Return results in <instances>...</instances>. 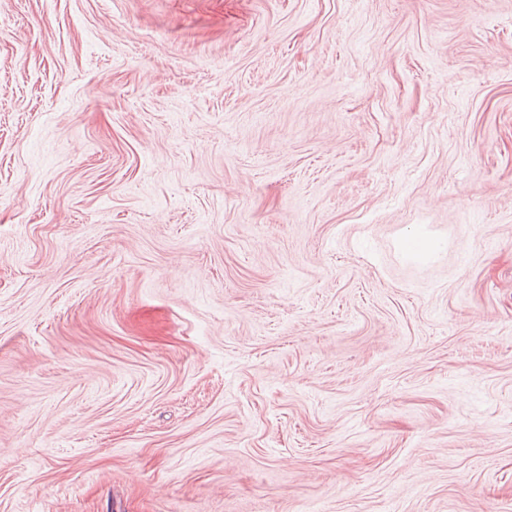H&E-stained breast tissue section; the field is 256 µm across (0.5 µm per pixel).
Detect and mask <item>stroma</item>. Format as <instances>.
<instances>
[{"label": "stroma", "mask_w": 512, "mask_h": 512, "mask_svg": "<svg viewBox=\"0 0 512 512\" xmlns=\"http://www.w3.org/2000/svg\"><path fill=\"white\" fill-rule=\"evenodd\" d=\"M309 506L512 512V0H0V512Z\"/></svg>", "instance_id": "1"}]
</instances>
